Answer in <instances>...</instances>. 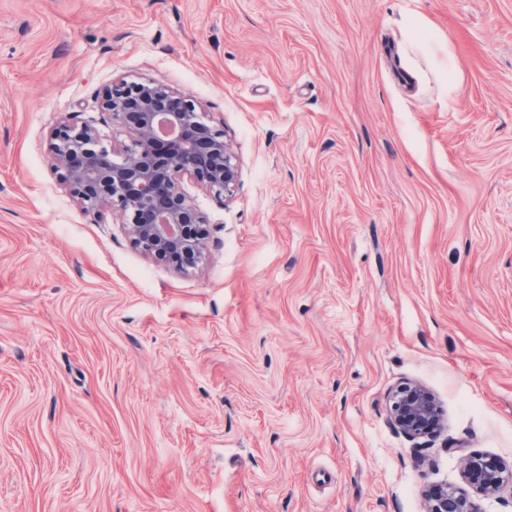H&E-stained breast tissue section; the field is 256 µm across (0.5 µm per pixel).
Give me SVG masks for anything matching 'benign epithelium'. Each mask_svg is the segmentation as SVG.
<instances>
[{"label": "benign epithelium", "mask_w": 512, "mask_h": 512, "mask_svg": "<svg viewBox=\"0 0 512 512\" xmlns=\"http://www.w3.org/2000/svg\"><path fill=\"white\" fill-rule=\"evenodd\" d=\"M102 107L113 124L134 130L133 148L114 161L93 130L63 123L51 147L53 165L65 171L86 211L115 209L145 254L178 267L196 264L203 255L202 220L179 181L189 175L218 196L230 194L239 176L233 153L191 99L155 82L108 88ZM390 418L406 435L422 437L439 426L440 409L429 391L409 385L394 394ZM475 469L466 460L464 475L478 492L512 484L511 469L478 477ZM427 502V512H473L468 496L456 490L433 488Z\"/></svg>", "instance_id": "benign-epithelium-1"}]
</instances>
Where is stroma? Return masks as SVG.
<instances>
[{"label":"stroma","mask_w":512,"mask_h":512,"mask_svg":"<svg viewBox=\"0 0 512 512\" xmlns=\"http://www.w3.org/2000/svg\"><path fill=\"white\" fill-rule=\"evenodd\" d=\"M145 81L239 164L185 269L51 159ZM469 457L512 468V0H0V512H512ZM392 423L410 437L433 433L440 423V409L433 395L418 385L396 391L390 407ZM476 462L467 459L465 462L464 475L468 481L475 487L476 491L481 493H491L498 491L504 484H512V470L498 467L494 470L483 471L479 478L473 476L476 469ZM427 502V512H474L468 496L448 488L430 489Z\"/></svg>","instance_id":"obj_1"}]
</instances>
